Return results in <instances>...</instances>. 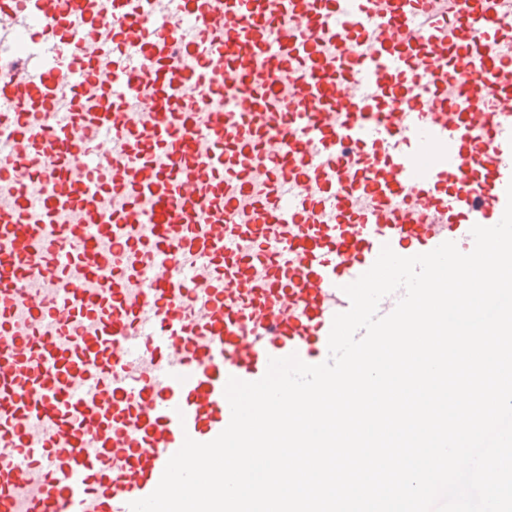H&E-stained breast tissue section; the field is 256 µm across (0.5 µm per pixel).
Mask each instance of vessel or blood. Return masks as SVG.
<instances>
[{"label":"vessel or blood","instance_id":"b4317fda","mask_svg":"<svg viewBox=\"0 0 512 512\" xmlns=\"http://www.w3.org/2000/svg\"><path fill=\"white\" fill-rule=\"evenodd\" d=\"M511 183L512 0H0V512H130Z\"/></svg>","mask_w":512,"mask_h":512}]
</instances>
